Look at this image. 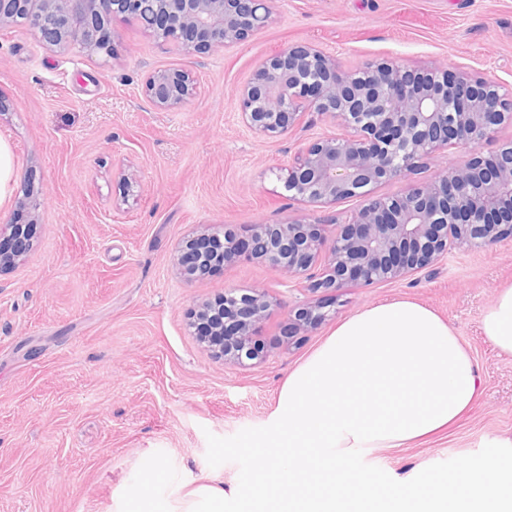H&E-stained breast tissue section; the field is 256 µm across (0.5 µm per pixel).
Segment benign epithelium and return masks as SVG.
Wrapping results in <instances>:
<instances>
[{"mask_svg": "<svg viewBox=\"0 0 512 512\" xmlns=\"http://www.w3.org/2000/svg\"><path fill=\"white\" fill-rule=\"evenodd\" d=\"M145 7L152 13L146 31L191 55L241 44L272 17V0H0V27L20 24L49 47L109 56L113 23L136 19ZM142 90L168 112L200 94L201 86L190 71L171 67L147 73ZM236 99L244 124L268 138L292 130L306 111L332 119L343 133L304 148L281 176L284 188L320 208L360 194L366 203L335 225L318 272L325 225L304 220L249 224L243 235L205 225L174 254L187 277L203 260L243 258L262 260L287 277L306 275L312 293L369 287L438 264L452 243L488 249L512 236V150L481 151L512 118V98L481 76L437 61L404 66L384 58L347 70L312 45L294 44L266 57ZM450 144L469 146V158L399 196L372 195L379 181L406 177ZM41 207L42 198L28 192L15 219L0 225V273L25 261ZM272 307L264 288L243 294L226 288L198 307L190 329L213 358L240 364L263 353L257 329ZM327 318L309 299L288 312L290 335L307 334Z\"/></svg>", "mask_w": 512, "mask_h": 512, "instance_id": "obj_1", "label": "benign epithelium"}]
</instances>
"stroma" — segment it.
Instances as JSON below:
<instances>
[{
	"mask_svg": "<svg viewBox=\"0 0 512 512\" xmlns=\"http://www.w3.org/2000/svg\"><path fill=\"white\" fill-rule=\"evenodd\" d=\"M273 21L245 43L187 56L136 20L115 25L113 57L60 51L24 26L0 28V137L12 147L14 201L43 190L33 248L0 273V512H120L133 494L180 508L199 486L224 488V512L248 481L255 446L269 432L280 391L297 368L359 310L418 302L455 329L480 376L479 398L449 429L398 448L358 455L353 475L398 492L493 458L512 460V356L499 353L481 321L512 283V239L492 248L450 249L435 267L405 280L345 288L330 318L308 336H287L288 312L308 281L267 263L237 260L203 278L178 276L171 255L200 224L310 218L327 223L361 207L352 197L325 210L289 200L276 176L300 150L336 134L305 113L277 139L241 122L235 92L271 51L316 44L348 69L388 57L436 60L512 91V0H274ZM191 70L201 95L156 110L141 84L149 71ZM451 145L408 180L379 184L393 195L466 160ZM141 186L119 191L121 171ZM260 287L279 302L260 329L267 356L228 366L187 327L199 302L224 288ZM164 482L135 488L149 461Z\"/></svg>",
	"mask_w": 512,
	"mask_h": 512,
	"instance_id": "35a3bbf8",
	"label": "stroma"
}]
</instances>
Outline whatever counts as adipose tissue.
I'll use <instances>...</instances> for the list:
<instances>
[{
    "label": "adipose tissue",
    "instance_id": "1",
    "mask_svg": "<svg viewBox=\"0 0 512 512\" xmlns=\"http://www.w3.org/2000/svg\"><path fill=\"white\" fill-rule=\"evenodd\" d=\"M481 328L512 356V285L499 288ZM478 397L471 355L434 311L410 300L365 308L289 374L257 455L259 473L238 496L248 512H504L512 464L500 459L396 494L347 480L360 451L447 429Z\"/></svg>",
    "mask_w": 512,
    "mask_h": 512
}]
</instances>
